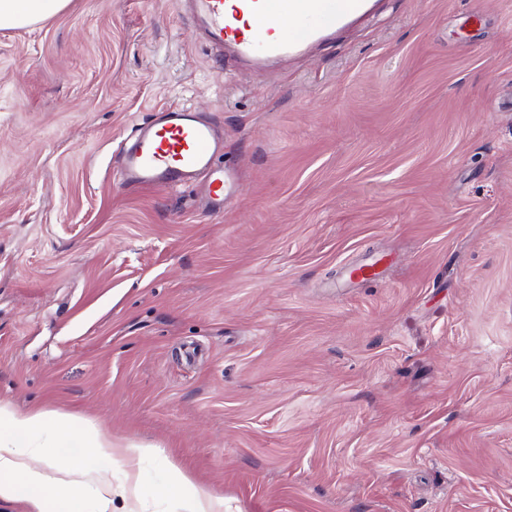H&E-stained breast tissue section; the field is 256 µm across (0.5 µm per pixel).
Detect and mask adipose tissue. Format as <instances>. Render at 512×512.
<instances>
[{
    "mask_svg": "<svg viewBox=\"0 0 512 512\" xmlns=\"http://www.w3.org/2000/svg\"><path fill=\"white\" fill-rule=\"evenodd\" d=\"M70 0H0V28L26 27L60 13ZM80 439L85 464H49L37 461L39 448H65ZM161 449L112 439L111 435L85 423L81 418L46 410L21 411L0 400V499H24L34 512H45L48 500H55L58 512H73L83 494L93 495L97 512H137L140 499L141 464L149 457H162ZM119 468L116 483L87 484L85 478L100 463ZM169 480L164 493L175 499L179 512H224L223 496L195 484L175 464H168ZM81 480H74V473Z\"/></svg>",
    "mask_w": 512,
    "mask_h": 512,
    "instance_id": "obj_1",
    "label": "adipose tissue"
}]
</instances>
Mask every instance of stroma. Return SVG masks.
Instances as JSON below:
<instances>
[{
	"mask_svg": "<svg viewBox=\"0 0 512 512\" xmlns=\"http://www.w3.org/2000/svg\"><path fill=\"white\" fill-rule=\"evenodd\" d=\"M161 106L222 130L223 213L119 186ZM0 400L227 512H512V0H378L271 75L177 0L0 30Z\"/></svg>",
	"mask_w": 512,
	"mask_h": 512,
	"instance_id": "1",
	"label": "stroma"
}]
</instances>
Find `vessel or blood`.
<instances>
[{
    "instance_id": "vessel-or-blood-1",
    "label": "vessel or blood",
    "mask_w": 512,
    "mask_h": 512,
    "mask_svg": "<svg viewBox=\"0 0 512 512\" xmlns=\"http://www.w3.org/2000/svg\"><path fill=\"white\" fill-rule=\"evenodd\" d=\"M207 47L257 69L328 40L337 27L365 11L366 0H180ZM216 124L195 109L162 107L122 143L121 182L182 189L201 186L211 212L224 209L239 183L218 164Z\"/></svg>"
}]
</instances>
